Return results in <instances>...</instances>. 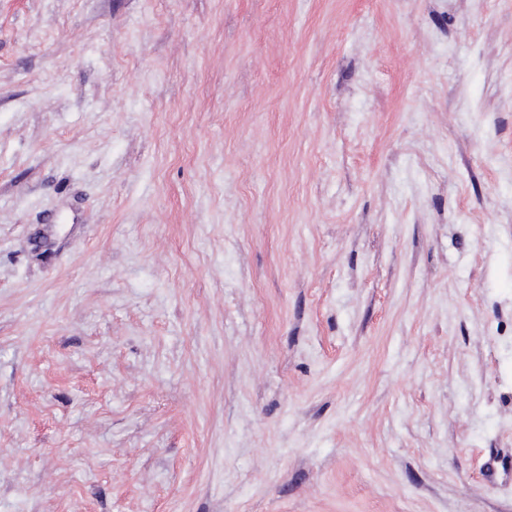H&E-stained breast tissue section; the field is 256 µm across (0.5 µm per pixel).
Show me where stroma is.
<instances>
[{"label":"stroma","instance_id":"stroma-1","mask_svg":"<svg viewBox=\"0 0 512 512\" xmlns=\"http://www.w3.org/2000/svg\"><path fill=\"white\" fill-rule=\"evenodd\" d=\"M0 512H512V0H0Z\"/></svg>","mask_w":512,"mask_h":512}]
</instances>
